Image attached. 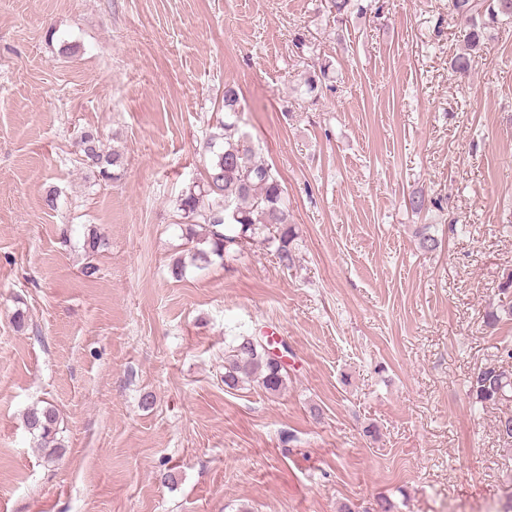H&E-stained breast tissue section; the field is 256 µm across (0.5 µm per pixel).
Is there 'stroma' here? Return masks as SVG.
<instances>
[{
    "mask_svg": "<svg viewBox=\"0 0 512 512\" xmlns=\"http://www.w3.org/2000/svg\"><path fill=\"white\" fill-rule=\"evenodd\" d=\"M361 3L340 24L325 0H0V512H512V401L468 391L512 345L485 324L512 271V24L459 76L448 0ZM298 32L333 63L315 104ZM228 83L298 261L257 242L176 279ZM84 128L117 180L82 165ZM238 336L283 351L280 394L225 388ZM45 403L52 461L23 423Z\"/></svg>",
    "mask_w": 512,
    "mask_h": 512,
    "instance_id": "35a3bbf8",
    "label": "stroma"
}]
</instances>
